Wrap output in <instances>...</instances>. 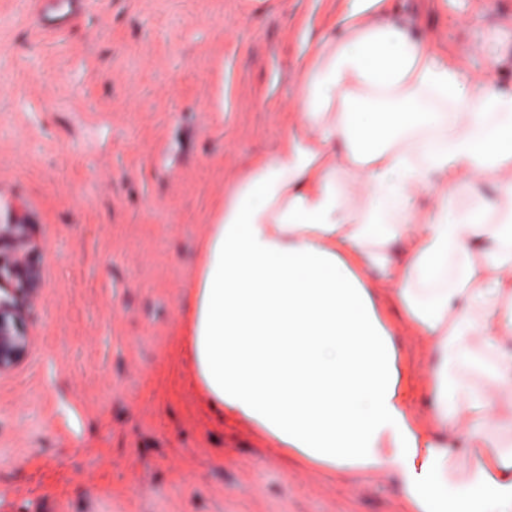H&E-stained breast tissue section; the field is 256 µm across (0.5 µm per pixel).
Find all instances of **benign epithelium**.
I'll use <instances>...</instances> for the list:
<instances>
[{
	"mask_svg": "<svg viewBox=\"0 0 512 512\" xmlns=\"http://www.w3.org/2000/svg\"><path fill=\"white\" fill-rule=\"evenodd\" d=\"M9 241L11 252L0 253V281H14L13 293L0 298V373L13 369L24 356L29 338L20 329L21 302L33 291L35 273L25 237V225L1 224L0 243Z\"/></svg>",
	"mask_w": 512,
	"mask_h": 512,
	"instance_id": "7a95c632",
	"label": "benign epithelium"
}]
</instances>
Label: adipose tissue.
Returning <instances> with one entry per match:
<instances>
[{"label": "adipose tissue", "instance_id": "1", "mask_svg": "<svg viewBox=\"0 0 512 512\" xmlns=\"http://www.w3.org/2000/svg\"><path fill=\"white\" fill-rule=\"evenodd\" d=\"M390 6L346 0L341 35L303 47L279 148L205 240L189 351L214 403L307 464L395 473L405 512H512V445L488 431L512 389V185L504 206L480 190L512 172V90ZM378 287L434 359L425 417Z\"/></svg>", "mask_w": 512, "mask_h": 512}]
</instances>
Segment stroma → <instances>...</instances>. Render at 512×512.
I'll return each mask as SVG.
<instances>
[{
	"label": "stroma",
	"instance_id": "35a3bbf8",
	"mask_svg": "<svg viewBox=\"0 0 512 512\" xmlns=\"http://www.w3.org/2000/svg\"><path fill=\"white\" fill-rule=\"evenodd\" d=\"M512 83V0H395ZM342 0H84L43 35L0 0V225L37 249L23 360L0 374V512H404L395 475L288 456L213 409L185 308L224 190L279 145L303 41ZM410 402L428 353L395 301Z\"/></svg>",
	"mask_w": 512,
	"mask_h": 512
}]
</instances>
